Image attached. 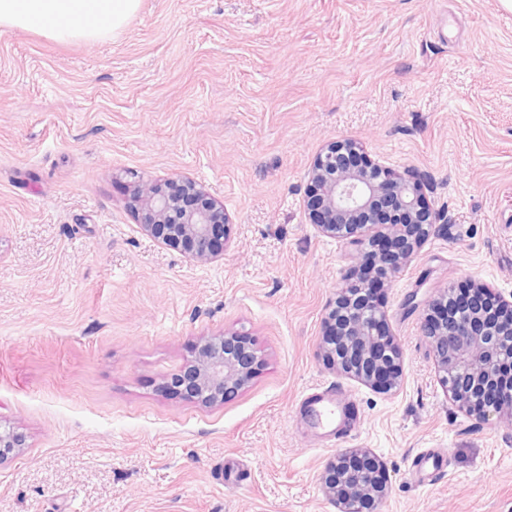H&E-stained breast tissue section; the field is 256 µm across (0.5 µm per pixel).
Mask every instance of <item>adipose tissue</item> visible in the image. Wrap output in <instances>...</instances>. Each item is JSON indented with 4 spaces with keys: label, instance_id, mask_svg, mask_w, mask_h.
<instances>
[{
    "label": "adipose tissue",
    "instance_id": "obj_1",
    "mask_svg": "<svg viewBox=\"0 0 512 512\" xmlns=\"http://www.w3.org/2000/svg\"><path fill=\"white\" fill-rule=\"evenodd\" d=\"M139 0H0V27L36 29L59 42L121 29Z\"/></svg>",
    "mask_w": 512,
    "mask_h": 512
}]
</instances>
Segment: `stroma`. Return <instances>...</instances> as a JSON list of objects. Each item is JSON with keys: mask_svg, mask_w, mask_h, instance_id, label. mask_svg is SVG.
<instances>
[{"mask_svg": "<svg viewBox=\"0 0 512 512\" xmlns=\"http://www.w3.org/2000/svg\"><path fill=\"white\" fill-rule=\"evenodd\" d=\"M357 141L430 183L435 233L381 303L392 391L321 358L350 244L304 199L320 150ZM185 176L232 232L201 262L142 229L135 185ZM476 280L512 296V11L501 0H141L122 32L60 44L0 28V512H337L349 449L387 477L381 512H512V421L448 398L424 302ZM262 365L224 403L169 393L205 340ZM334 385L359 408L330 445L297 413ZM448 451L439 483L410 477ZM447 458V449L444 448H431L419 454L412 463L413 482L418 486L434 484L444 471Z\"/></svg>", "mask_w": 512, "mask_h": 512, "instance_id": "obj_1", "label": "stroma"}]
</instances>
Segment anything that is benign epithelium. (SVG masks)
<instances>
[{"label":"benign epithelium","instance_id":"benign-epithelium-1","mask_svg":"<svg viewBox=\"0 0 512 512\" xmlns=\"http://www.w3.org/2000/svg\"><path fill=\"white\" fill-rule=\"evenodd\" d=\"M426 185L421 173L399 174L366 156L357 142L344 139L315 158L305 208L320 233L356 247L350 279H375L385 288L436 230L439 215L424 201ZM133 205L143 229L169 248L200 261L223 255L228 217L195 180L146 182ZM370 252L376 254L373 268L365 265ZM353 287L351 283L339 290L328 314L322 359L366 385L391 390L399 384L401 368L396 348L383 353L381 337L389 335L385 313L369 298L344 306ZM457 288L451 284L436 290L423 308L422 333L436 371L462 411L482 420L493 413L512 417V398L481 399L490 384L512 392V301L499 296L490 304L489 288L470 281L462 315L456 317L448 314V303ZM260 364L257 351L242 335L226 333L205 343L194 360L171 376L166 389L206 405L222 403L250 383ZM23 447L24 436L0 432V461ZM324 484L339 512H378L387 492L380 461L362 450L337 456L326 467Z\"/></svg>","mask_w":512,"mask_h":512}]
</instances>
